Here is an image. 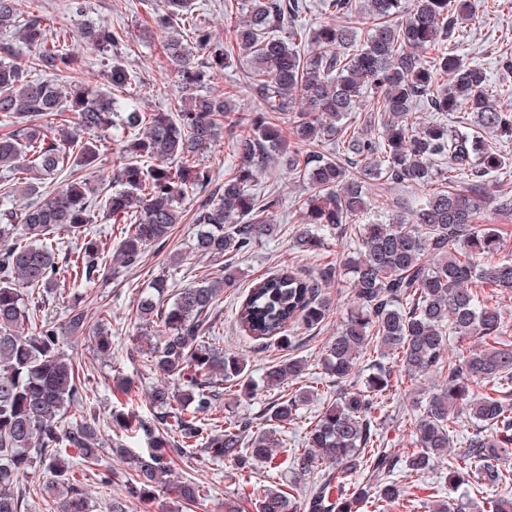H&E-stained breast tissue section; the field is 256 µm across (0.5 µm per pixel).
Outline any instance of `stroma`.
<instances>
[{
  "mask_svg": "<svg viewBox=\"0 0 512 512\" xmlns=\"http://www.w3.org/2000/svg\"><path fill=\"white\" fill-rule=\"evenodd\" d=\"M159 0H83V13H74L69 0H20L22 11H44L53 29H77L93 22L124 30L126 41L118 52L119 59L133 71L136 82L130 93L142 111L157 112L168 107L171 99L181 93L174 71L162 52V31L153 23L152 14ZM472 9L466 23L467 34L459 44V53L468 62L483 67L492 82H512V72L502 69V60L512 58V12L498 10L496 0H471ZM246 62L230 60L228 66L212 79L207 89L216 94L233 92V102L241 109L254 108L256 102L250 92ZM278 161H271L261 169L258 180L262 188H275L279 199L271 219L277 233L252 252L240 255L237 262L242 270L240 286L225 291L215 310L214 343L222 349L237 352L247 363L253 378H260L266 366L274 361L293 357L305 360L306 371L297 379L280 388L257 389L253 396L225 397L221 408L230 419H250L262 425L263 415L271 403L310 392L309 402L302 405L298 419L287 425V453L281 454L280 467L275 476L277 484L295 499H302L307 483L293 480L290 468L291 449L302 446V438L310 418L320 413L324 404L336 396V383L322 369L324 349L345 318L351 303L353 285L349 277H342L328 291L334 307L327 320L315 329L293 325L288 329L289 343L285 347L266 346L249 340L241 332L236 313L245 294V288L254 279L262 278L282 268H293L308 274L321 264L342 260L350 252L344 240L329 236L321 255L305 256L293 246V238L304 221L303 203L308 195L306 184L279 174ZM196 227L190 223L176 225L164 248H149L142 262L135 267L113 266L109 274L91 287H84L65 279L53 294L39 296L41 318L52 321L60 331V350L85 370L87 386L95 395L94 412L105 442L99 456L101 469L115 473L108 486L96 480L84 482L90 512H111L113 501L125 502L126 512H168L171 503L162 492L139 501L127 497L123 476L130 466L113 452L111 414L113 409L134 410L141 415L151 413V393L168 379L154 369L139 343V325L135 318L137 299L142 291L150 289L155 279L166 278V297L190 283L222 276L224 261L204 257L194 248ZM82 294V305L89 318L105 324L112 336V355L96 359L88 354L89 342L71 336L67 330L69 308L75 294ZM173 479L196 478L205 483L207 495L191 507L189 512H224L225 496L241 498L244 512H257L254 490L266 481L263 465L246 469L228 461L210 458L198 448H190L172 465ZM447 471L439 464L421 475L401 470L399 479L411 496V507L392 505L388 512H428L434 501L445 494L443 477ZM51 477L41 467H33L19 480V489L25 494L24 512H55L56 500L48 490Z\"/></svg>",
  "mask_w": 512,
  "mask_h": 512,
  "instance_id": "stroma-1",
  "label": "stroma"
}]
</instances>
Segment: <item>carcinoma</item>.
Segmentation results:
<instances>
[{
  "label": "carcinoma",
  "instance_id": "cac0c4a2",
  "mask_svg": "<svg viewBox=\"0 0 512 512\" xmlns=\"http://www.w3.org/2000/svg\"><path fill=\"white\" fill-rule=\"evenodd\" d=\"M305 0H224L238 14L230 29L237 57L250 65V86L259 107L243 111L227 97L203 91L214 73L224 70L230 50L213 41L209 26L194 16L191 0H163L154 23L165 34L162 48L181 82L182 94L164 111L142 112L131 97L116 98L79 84L56 81L78 67L76 40L109 58L107 82L123 92L133 72L114 55L123 33L85 25L71 33L53 32L41 11L23 18L18 0H0V120L15 130L0 134V169L11 179L3 197L29 198L20 209L0 208V512H21L14 478L40 465L52 477L58 512H89L70 458L98 460L101 440L91 395L79 368L60 353L58 329L36 321L30 300L53 291L60 272L90 287L104 276L114 255L124 267L138 265L148 248L169 239L182 222L181 202L197 195L196 250L224 259V277L202 279L164 302L166 280L140 295L137 315L153 325L149 348L154 368L176 385L171 393L157 387L148 419L112 415L120 435L114 447L127 454L135 473L126 477L132 497L147 498L157 487L172 486L175 499L187 504L204 497L205 486L186 479L171 484L173 457L195 443L213 459L244 469L276 467V437L299 416L309 399L298 394L266 410V428L250 420L211 422L230 383L249 396L257 387L274 389L304 374L306 363L286 358L265 368L260 383L246 373L241 356L206 340L222 293L238 285L236 257L276 233L266 217L273 195L258 193L257 172L268 154L283 159L285 174L307 183L305 222L294 244L308 253L327 246V234L347 235L353 255L341 266L326 264L314 275L281 269L255 281L237 311L250 339L288 345V327L309 329L323 323L333 303L323 292L351 274L353 307L323 356L336 385L360 372L358 364L371 345L377 359L363 387L341 389L306 431V448L293 456L298 479H312L300 503L276 485L257 487L258 512H384L401 498L397 472L401 459L384 446L372 419L391 402L407 404L411 450L406 466L415 473L448 459L449 500L428 512H469L487 488L512 489V342L493 295L512 291V260L500 258L503 229L480 224L477 214L489 201L498 213L512 212V198L501 196L494 181L512 174V156L492 148L482 131L512 144V112L501 100L512 99V83L494 85L483 68L460 58L455 44L468 19V0H322L332 19L307 28L297 23ZM363 15L370 27L363 42L352 17ZM189 36L208 50L207 62L195 60ZM28 57L21 58V49ZM434 55H429L430 51ZM450 80L444 81L442 77ZM298 109L283 118L288 103ZM425 106L434 119L413 126L412 114ZM369 109L377 133L348 132L352 114ZM464 112L463 125L448 126V114ZM70 112L75 121L64 117ZM63 118L57 125L43 121ZM240 127L231 139L237 164L224 184L209 193L210 171L203 159L221 130ZM118 130L121 155L114 186L99 198L88 195L82 170L94 166L100 148ZM336 143V152L325 148ZM57 191L42 185L61 175ZM435 186L401 197L394 210L372 211L373 186ZM100 208L114 224L124 225L117 248L84 237L76 250L60 252L52 240L58 229L76 232ZM88 315L79 302L70 308L67 329L83 335ZM493 336L485 351L446 355L451 340ZM95 357H108L112 340L98 329L89 344ZM399 356L402 371L417 381L442 379L423 395L396 398L393 369L383 359ZM180 404L172 411V401ZM80 420L62 427L71 409ZM478 431L459 441V418ZM174 418L175 433L169 432ZM142 436L138 454L124 443L126 432ZM377 477L363 485L357 475Z\"/></svg>",
  "mask_w": 512,
  "mask_h": 512
}]
</instances>
